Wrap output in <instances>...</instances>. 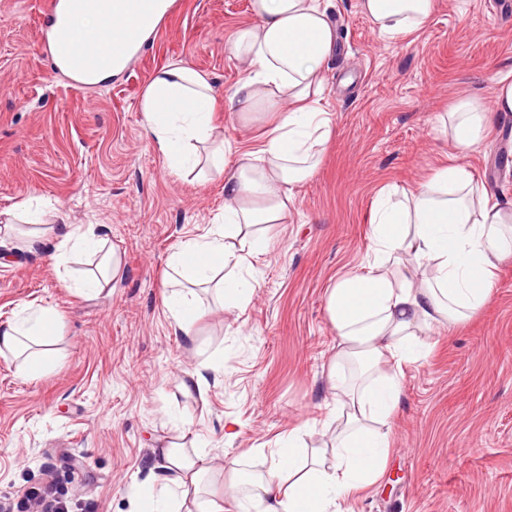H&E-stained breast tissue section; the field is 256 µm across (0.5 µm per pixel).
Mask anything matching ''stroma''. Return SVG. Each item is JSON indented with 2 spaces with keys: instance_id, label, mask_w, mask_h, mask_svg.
<instances>
[{
  "instance_id": "obj_1",
  "label": "stroma",
  "mask_w": 512,
  "mask_h": 512,
  "mask_svg": "<svg viewBox=\"0 0 512 512\" xmlns=\"http://www.w3.org/2000/svg\"><path fill=\"white\" fill-rule=\"evenodd\" d=\"M328 6L338 50L325 65L334 131L323 160L255 260L250 303L227 312L208 302L189 340L162 303L167 258L223 213L224 180L209 163L171 172L140 100L176 62L230 94L249 67L225 40L255 22L251 0H174L116 77L81 91L39 38L41 0H0V211L38 200L65 223L92 225L122 267L89 299L53 270L54 237L21 252L0 245V321L47 306L61 325L41 376L21 378L17 359L0 357V507L32 512L48 491L63 512H138L135 487L158 474L161 443L182 433L215 464L237 457L252 473L295 427L309 444L328 441L336 396L324 372L336 338L325 290L362 271L378 192L459 164L512 201V161L498 163L512 149V113L465 156L439 130L458 99L492 106L512 71V18L489 0H437L427 29L400 41L357 0ZM426 341V357L401 369L384 473L342 512H512V259L477 315ZM197 371L205 393L185 395L181 382Z\"/></svg>"
}]
</instances>
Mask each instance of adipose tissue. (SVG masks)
Returning a JSON list of instances; mask_svg holds the SVG:
<instances>
[{
    "label": "adipose tissue",
    "instance_id": "1",
    "mask_svg": "<svg viewBox=\"0 0 512 512\" xmlns=\"http://www.w3.org/2000/svg\"><path fill=\"white\" fill-rule=\"evenodd\" d=\"M357 7L398 40L426 28L436 0H357ZM252 9L255 23L237 27L227 42L250 70L224 100L195 70L174 63L154 75L140 101L145 131L175 172L200 164L198 148L212 139L217 107L243 123L267 125L258 148L222 142L215 170L224 177V212L207 234L180 242L168 257L163 305L186 337L206 314L199 288L214 285L231 310L250 299L253 263L267 253L273 227L287 223L294 187L315 172L332 134L320 102L337 34L324 0H252ZM500 112H512L508 77L498 81L492 109L460 99L446 122L459 151L475 149ZM369 241L367 272L337 276L325 295L336 333L327 381L340 394L332 446L308 445L294 429L280 438L263 473L249 477L239 459L225 462L223 486L237 500L262 501L264 512H334L338 501L377 482L401 400V368L423 357L426 331L455 326L484 307L496 269L512 257V203L494 199L464 167L444 166L416 190H381ZM100 247L93 230L64 224L54 260L62 267ZM226 267L231 275L215 278ZM58 328L53 308H23L0 322V354L20 359L23 378L36 377L54 363L39 346ZM160 455L161 475L138 491L146 512L200 503L201 487L213 476L207 456L176 443Z\"/></svg>",
    "mask_w": 512,
    "mask_h": 512
}]
</instances>
